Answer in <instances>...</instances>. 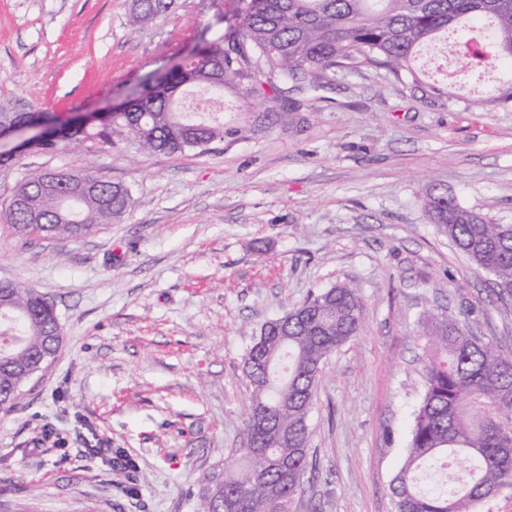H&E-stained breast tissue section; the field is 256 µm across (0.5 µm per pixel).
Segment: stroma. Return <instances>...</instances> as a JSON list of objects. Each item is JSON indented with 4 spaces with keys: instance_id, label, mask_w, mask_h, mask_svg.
<instances>
[{
    "instance_id": "1",
    "label": "stroma",
    "mask_w": 512,
    "mask_h": 512,
    "mask_svg": "<svg viewBox=\"0 0 512 512\" xmlns=\"http://www.w3.org/2000/svg\"><path fill=\"white\" fill-rule=\"evenodd\" d=\"M132 0H0V106L63 118L121 102L200 47L238 0H176L128 24ZM422 59L433 102L371 71L337 72L302 108L210 151L164 154L87 139L0 169V282L45 295L63 329L50 367L0 412V512H192L189 494L242 440V358L259 327L339 285L359 333L328 358L309 418L296 512H394L424 386L421 317L435 308L512 352V298L437 233L421 191L446 189L512 224V107L477 101L476 74ZM79 168L128 186L120 221L78 239L11 235L15 186ZM137 463L132 495L112 449Z\"/></svg>"
}]
</instances>
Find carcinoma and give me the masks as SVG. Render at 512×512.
<instances>
[{"label":"carcinoma","mask_w":512,"mask_h":512,"mask_svg":"<svg viewBox=\"0 0 512 512\" xmlns=\"http://www.w3.org/2000/svg\"><path fill=\"white\" fill-rule=\"evenodd\" d=\"M175 0H133L131 19L144 23L173 9ZM477 18L452 46L466 66L488 68L512 60V0H245L223 32L206 41L181 66L156 79L159 90L142 81L133 106L109 112L96 127L57 125L46 112L0 108V129L45 126L34 149L88 138L123 141L143 151H208L216 141H236L265 125L289 122L296 112L286 101L287 81L306 80L313 88L346 66L372 69L393 83L418 89L428 99H448L440 83L424 85L413 61L420 48H437V38ZM220 78L239 100H260L267 111L247 126L224 123V113L177 110L182 87L207 91ZM512 106V81L483 100ZM131 190L78 169L44 172L21 182L5 209L17 236L80 237L96 224H110L131 207ZM429 223L463 252L477 269L494 277L500 296H512V224H494L462 207L437 186L423 193ZM0 402L15 408L23 388L55 359L62 327L52 304L18 283L0 282ZM264 322L246 348L244 376L250 395L244 408L242 445L231 463L215 465L201 480L193 512H286L299 493L310 464L308 416L328 357L357 335L364 303L357 288L338 285L310 295ZM428 345L424 391L413 416L404 463L390 490L395 512H477L478 506L512 486V353L485 340L443 312H424ZM288 432L271 440L252 421L255 410ZM288 461V475L279 462ZM267 479L258 482L253 472ZM134 460L116 449L115 483L133 492Z\"/></svg>","instance_id":"carcinoma-1"}]
</instances>
